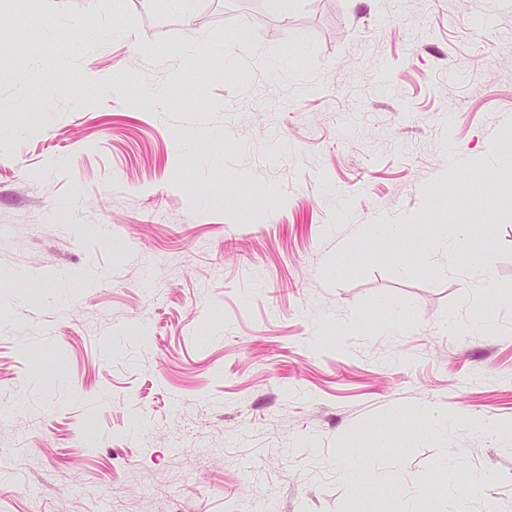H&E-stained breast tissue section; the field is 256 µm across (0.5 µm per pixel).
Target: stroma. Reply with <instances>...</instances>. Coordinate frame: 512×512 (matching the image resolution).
I'll list each match as a JSON object with an SVG mask.
<instances>
[{
  "instance_id": "stroma-1",
  "label": "stroma",
  "mask_w": 512,
  "mask_h": 512,
  "mask_svg": "<svg viewBox=\"0 0 512 512\" xmlns=\"http://www.w3.org/2000/svg\"><path fill=\"white\" fill-rule=\"evenodd\" d=\"M0 127V512H512V0H0ZM408 225L405 224H385V225H367L359 231V237H395L406 241L409 250L417 259L416 266H430L431 264V245L427 239L409 235Z\"/></svg>"
}]
</instances>
